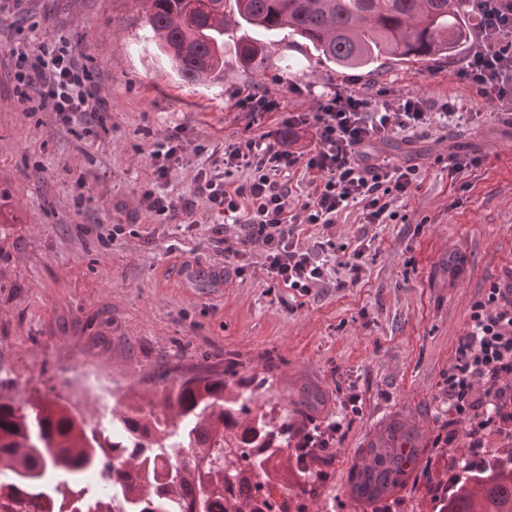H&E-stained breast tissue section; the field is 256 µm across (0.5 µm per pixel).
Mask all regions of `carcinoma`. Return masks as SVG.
Masks as SVG:
<instances>
[{
  "label": "carcinoma",
  "mask_w": 512,
  "mask_h": 512,
  "mask_svg": "<svg viewBox=\"0 0 512 512\" xmlns=\"http://www.w3.org/2000/svg\"><path fill=\"white\" fill-rule=\"evenodd\" d=\"M151 37L189 85L224 70V32L245 24L286 31L319 55L352 69L378 59L453 56L470 36L463 0H136ZM250 64L266 45L241 44ZM112 404L108 425L71 403L36 391L0 396V512H322L327 475L290 452L288 409H277L266 378L244 377L237 362L203 370ZM401 422L371 441L372 463L351 475V491L387 499L411 474L395 449L416 445ZM430 512H512V458L480 473L460 466L429 487Z\"/></svg>",
  "instance_id": "obj_1"
}]
</instances>
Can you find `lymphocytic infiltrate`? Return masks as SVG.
<instances>
[{
  "label": "lymphocytic infiltrate",
  "instance_id": "lymphocytic-infiltrate-1",
  "mask_svg": "<svg viewBox=\"0 0 512 512\" xmlns=\"http://www.w3.org/2000/svg\"><path fill=\"white\" fill-rule=\"evenodd\" d=\"M467 5L477 20V40L456 76L485 103L512 111V0H468ZM13 54L18 91L29 111L52 112L65 125L85 118L105 126L106 105L68 50L44 45L35 54L23 48ZM284 114L286 130H312L307 152L291 151L279 136L265 132L225 144L209 167L197 170L194 181L210 210L225 218L218 227L225 257L261 253L268 278L305 296L326 285L327 263L319 251L301 246L297 227H331L352 206L361 208L365 223H386L395 216L396 200L418 182V167L370 155L367 146L393 133H416L438 116L454 123L466 114L453 101L437 115L416 95L394 98L381 90L366 96L340 85L323 94L314 111ZM298 166L317 181L299 205L287 183ZM239 171L243 179L230 182ZM443 394L447 443L464 440L477 455L491 435L512 436V268L471 303ZM473 466L483 469L484 459L477 455Z\"/></svg>",
  "mask_w": 512,
  "mask_h": 512
}]
</instances>
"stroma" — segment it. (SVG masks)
Returning a JSON list of instances; mask_svg holds the SVG:
<instances>
[{"mask_svg": "<svg viewBox=\"0 0 512 512\" xmlns=\"http://www.w3.org/2000/svg\"><path fill=\"white\" fill-rule=\"evenodd\" d=\"M268 44L260 68L246 64L242 41ZM68 47L100 88L112 126L81 136L54 113L29 112L15 92L13 48ZM469 44L453 58L385 61L343 69L296 36L248 26L224 35V71L203 85L182 82L159 52L135 0H18L0 13V210L15 214L0 238V395L26 389L71 398L66 382L82 369L111 370L122 390L151 387L223 369L233 355L243 376L268 377L292 432L337 421L324 458L336 512H417L427 481L470 453L446 444L442 394L471 303L512 268V114L486 104L455 76ZM303 84V97L288 92ZM392 96L419 95L432 107L455 99L474 120L436 121L394 133L372 154L417 165V188L398 200L386 224L364 223L348 208L331 229L304 224L299 241L329 240L326 287L301 295L270 281L260 254L245 264L219 253L220 219L199 198L193 175L206 167L195 147L243 142L277 130L232 111V95L254 88L307 111L334 85ZM182 128V159L165 191L193 199L188 221L156 223L141 204L152 151ZM481 160L461 183L448 158ZM124 227L122 235L113 225ZM362 248L364 271L352 281L344 261ZM313 413L293 409L305 391ZM356 405H349V396ZM420 436L415 482L391 507L350 494V476L370 441L391 422Z\"/></svg>", "mask_w": 512, "mask_h": 512, "instance_id": "obj_1", "label": "stroma"}]
</instances>
